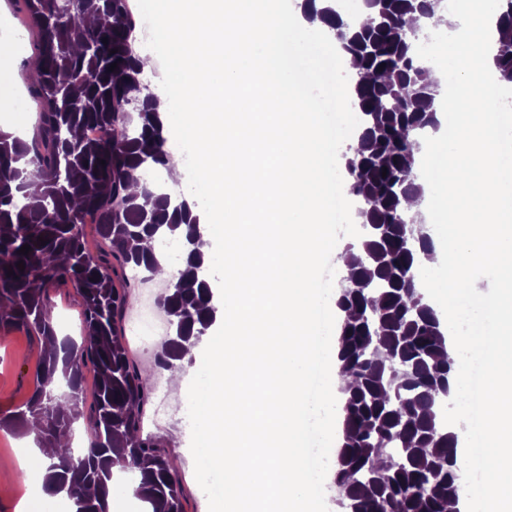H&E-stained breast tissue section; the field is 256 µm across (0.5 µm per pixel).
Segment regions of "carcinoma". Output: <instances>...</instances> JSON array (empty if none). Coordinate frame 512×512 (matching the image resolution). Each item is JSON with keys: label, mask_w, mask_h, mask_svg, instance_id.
I'll list each match as a JSON object with an SVG mask.
<instances>
[{"label": "carcinoma", "mask_w": 512, "mask_h": 512, "mask_svg": "<svg viewBox=\"0 0 512 512\" xmlns=\"http://www.w3.org/2000/svg\"><path fill=\"white\" fill-rule=\"evenodd\" d=\"M13 2L39 36L31 86L39 116L28 140L0 131V335L24 332L55 348L40 352L30 398L0 418V429L34 435L46 489L66 494L76 512H109L114 475L125 471L138 473L135 495L151 512H184L175 459L142 434L149 385L122 342L127 272H155L158 237L180 242L185 268L158 300L171 328L157 361L163 370L215 322L216 307L199 216L162 188L173 159L157 94L140 81L133 56L136 19L126 0ZM496 8L498 81L512 85V0ZM364 9L367 21L350 35L352 22L333 3L320 11L359 67L362 128L346 171L366 231L342 256L337 306L347 317L338 376L353 383L340 388L335 484L346 512H448L460 496L461 468L458 437L439 407L453 361L440 317L420 291V255L431 254L432 241L419 213L402 207L424 196L418 154L439 122L440 85L417 59L416 42L447 20L441 0H364ZM88 223L108 248L89 244ZM61 285L82 300L79 345L54 325L50 291ZM89 366L95 398L86 410ZM81 418L90 436L74 448Z\"/></svg>", "instance_id": "carcinoma-1"}]
</instances>
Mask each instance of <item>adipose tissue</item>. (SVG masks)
Listing matches in <instances>:
<instances>
[{
	"label": "adipose tissue",
	"mask_w": 512,
	"mask_h": 512,
	"mask_svg": "<svg viewBox=\"0 0 512 512\" xmlns=\"http://www.w3.org/2000/svg\"><path fill=\"white\" fill-rule=\"evenodd\" d=\"M497 19L494 0H482L481 10L450 19L441 49L448 71L457 77L454 106L461 119L453 133L437 132L430 149L448 155L455 174L436 183L430 170L422 172L437 214L453 218L447 235L423 261L438 286L447 289L449 303L466 294L477 268H492L496 276V334L456 337L446 345L453 360L463 348L488 357L484 444L495 475L484 500L467 507L457 502L448 512H483L491 501L499 512H512V189L498 172L503 149L498 115L490 105L476 102L495 68Z\"/></svg>",
	"instance_id": "obj_1"
}]
</instances>
